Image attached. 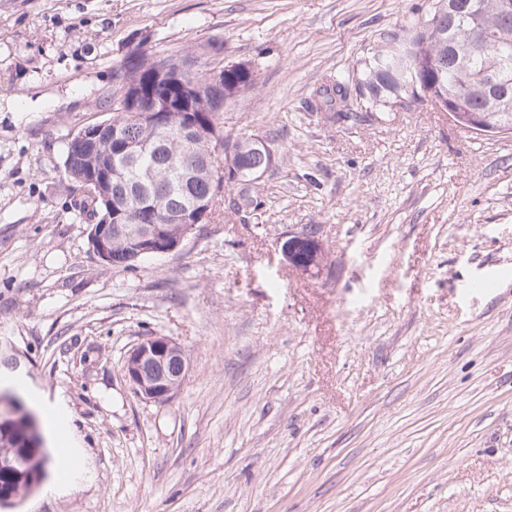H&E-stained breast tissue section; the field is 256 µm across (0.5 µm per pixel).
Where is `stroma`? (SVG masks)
I'll use <instances>...</instances> for the list:
<instances>
[{"label":"stroma","instance_id":"stroma-1","mask_svg":"<svg viewBox=\"0 0 512 512\" xmlns=\"http://www.w3.org/2000/svg\"><path fill=\"white\" fill-rule=\"evenodd\" d=\"M432 0H0V338L50 451L0 512H512V134L315 111ZM250 64L224 137L275 153L174 253L104 264L65 171L136 49ZM313 229L319 274L280 241ZM169 336L163 403L125 378ZM151 365L153 373L143 372ZM176 367V373L169 368ZM187 363L180 345L168 336H148L137 343L124 362L125 376L134 393L146 402L163 403L176 393Z\"/></svg>","mask_w":512,"mask_h":512}]
</instances>
